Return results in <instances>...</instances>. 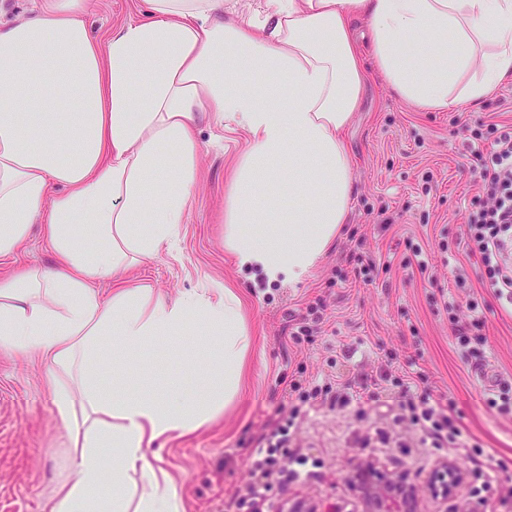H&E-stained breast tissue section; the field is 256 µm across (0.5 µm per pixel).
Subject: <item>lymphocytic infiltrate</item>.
<instances>
[{
    "mask_svg": "<svg viewBox=\"0 0 512 512\" xmlns=\"http://www.w3.org/2000/svg\"><path fill=\"white\" fill-rule=\"evenodd\" d=\"M471 146L477 161L480 193L478 203L468 212L466 248L469 255L479 261L482 278L493 288L496 297L512 304V263L505 256L507 241L512 238V130L500 131L488 146L484 145L481 136H474ZM410 390L409 383L401 379L392 389L377 383L352 392L343 383L335 385L327 381L315 384L304 379L290 381L287 394L297 397L299 404L288 412L276 408V418L269 432L258 441L245 492L236 502L239 512H260L274 484H285L299 478V471L288 466L289 461L296 458L295 450L289 448L288 443L305 405L312 407L327 402L346 407L371 401L402 408L410 404L414 407V421L433 447H461V431L441 398L425 395L415 401Z\"/></svg>",
    "mask_w": 512,
    "mask_h": 512,
    "instance_id": "obj_1",
    "label": "lymphocytic infiltrate"
}]
</instances>
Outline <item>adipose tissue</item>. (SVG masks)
<instances>
[{
  "label": "adipose tissue",
  "instance_id": "ef3b65f1",
  "mask_svg": "<svg viewBox=\"0 0 512 512\" xmlns=\"http://www.w3.org/2000/svg\"><path fill=\"white\" fill-rule=\"evenodd\" d=\"M149 17L97 42L86 0H38L0 28V259L40 226L54 267L0 280V346L53 366L73 479L49 512H185L164 445L223 414L251 338L234 288L172 299L128 280L171 252L196 175L201 118L243 131L224 196V246L269 282H303L351 207L345 131L374 69L420 112L490 97L512 78V0H146ZM265 184L262 202L253 189ZM111 281L112 291L99 286ZM147 354L176 334L210 339L206 391H104L103 340Z\"/></svg>",
  "mask_w": 512,
  "mask_h": 512
}]
</instances>
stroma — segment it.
I'll return each mask as SVG.
<instances>
[{
	"instance_id": "35a3bbf8",
	"label": "stroma",
	"mask_w": 512,
	"mask_h": 512,
	"mask_svg": "<svg viewBox=\"0 0 512 512\" xmlns=\"http://www.w3.org/2000/svg\"><path fill=\"white\" fill-rule=\"evenodd\" d=\"M140 0H86L91 33L141 16ZM368 76L359 108L345 132L354 160L352 204L346 230L332 242L305 283L267 282L240 269L224 247V187L240 134L209 121L197 130V177L177 248L145 261L138 275L155 295L221 283L243 294L253 345L246 356L244 390L207 428L170 443L164 456L182 481L186 512H224L242 494L260 436L283 404L291 379L319 382L336 377L361 385L385 377L425 372L433 394H445L464 447L421 444L409 411L373 403L344 408L327 404L299 418L293 445L305 455L307 477L273 490L291 505L337 503L364 512L352 480L359 458L374 460L385 475H400L416 488L415 512H466L476 462L493 485H512V413L490 405L500 383L512 386V305L484 288L482 272L465 250L467 210L477 177L469 150L472 132L491 135L512 127V81L488 99L449 112H418L373 75L370 52L362 54ZM420 247L432 269L424 278L412 262ZM373 260L372 282L358 277V259ZM466 287H456V275ZM454 310H446V303ZM324 306V322L311 343L293 347L288 336L308 307ZM480 317L487 380L475 360L463 358L454 330ZM188 353L180 337L152 346V359L128 360L134 388L164 394L170 375L182 374L181 392L193 398L198 380L183 374ZM45 365L0 348V512H47L57 481L71 478V443L47 390ZM463 477L449 498L434 495L440 463Z\"/></svg>"
}]
</instances>
